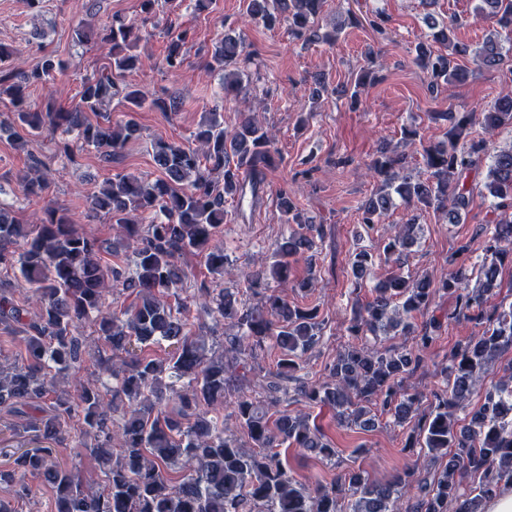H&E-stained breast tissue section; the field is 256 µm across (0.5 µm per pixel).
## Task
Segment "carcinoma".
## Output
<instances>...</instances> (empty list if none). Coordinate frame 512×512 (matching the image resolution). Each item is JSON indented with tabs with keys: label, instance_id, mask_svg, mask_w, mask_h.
<instances>
[{
	"label": "carcinoma",
	"instance_id": "cac0c4a2",
	"mask_svg": "<svg viewBox=\"0 0 512 512\" xmlns=\"http://www.w3.org/2000/svg\"><path fill=\"white\" fill-rule=\"evenodd\" d=\"M252 20L267 27L285 23L292 38L304 43H332L340 29L320 34L316 20L324 0H244ZM480 17L493 20L512 33V0H480ZM146 20L114 19L104 28L112 44L110 67L82 81L79 103L71 109H41L28 101V88L48 83L64 69L47 56L27 70L10 66L12 56L0 45V95L9 96L17 120L31 131L47 129L64 138L62 151L71 152L66 138L94 149L110 166L123 155L137 132L133 120L112 125L94 123L88 113L118 98L131 112L149 108L172 111L178 103L155 97L146 88L118 82V76L137 67L127 53L143 37ZM432 41L447 48L433 50L421 41L415 63L439 82L463 80L466 72L454 65L458 57L473 56L480 66L502 69L512 65V51L491 36L472 50L454 38L456 21L438 23L426 16ZM187 31L171 38L164 62L177 72L184 63L182 47ZM251 60L241 35L228 31L215 43L210 66L222 73L224 92H242ZM432 119L449 126L445 141L417 139L426 173L408 172V155L380 148L371 170L380 180L379 192L359 208V223L368 230L400 199L415 209L431 208L449 223H459L468 210L472 190L467 174L490 160L485 188L495 200L493 231L485 236L487 260L478 269L479 286L468 288L470 267L459 262L448 277L435 284L429 275L393 272L373 288L372 300L356 305L346 327L353 341L336 353L324 377L311 380L303 373V356L324 335L325 323L315 307L290 301L292 260L311 250L310 224L283 191L280 208L286 223L295 225L282 238L265 267L248 278L252 303L230 288H212L203 281L182 294L188 273L179 264L186 254L204 257L215 279L232 274L220 235L224 203L231 199L244 213L246 194L258 198L262 170L271 161L273 134L249 114L232 127L224 114L211 112L194 134V141H159L153 161L160 172L154 180L117 173L89 196L91 211L104 214L119 234L104 246L80 232L67 211L45 204L36 224H25L0 205V267L19 272L26 299L0 283V329L18 338L21 362L0 361V407L25 417L14 434L38 444L23 448L13 461L0 463V486L16 498L34 495L32 482L53 491L52 512H483L489 495L512 483V361L503 376L485 388L478 411L454 419L479 380L481 370L502 351L512 348V305L487 309L498 287L499 268L512 262V145L497 149L486 138H469L478 123L489 135L512 127V93L499 97L481 112L439 111ZM46 181L40 169L23 180L27 197H43ZM417 217L387 229L384 253L401 255L417 242ZM112 260L106 261L101 253ZM373 255L360 250L350 256L352 277L359 282L371 273ZM121 289L134 295L132 306L111 309L109 297ZM455 300L453 315L484 325L481 333L448 354L440 375L445 386L433 393L429 410L419 407L421 393L404 381L423 367L422 352L434 342L440 322L431 317L422 328L415 320L429 312L437 290ZM174 297V303L166 298ZM93 319L102 347L94 360V374L112 386L102 391L94 383L77 382L65 388L71 374L82 369L88 337L76 331ZM235 330L216 353L192 333L207 322ZM414 337L412 346H367L366 335ZM174 346L168 357L154 359L133 344ZM279 351L276 370L257 378L264 399L245 394L232 403L233 415L247 436L249 447L224 431V407L230 387V366L224 354L255 368L269 347ZM305 401L327 407L336 422L368 431L378 424L377 406L394 423L411 426L412 434L443 469L421 482L406 468L386 482L369 480L348 471L330 484L296 478L287 458L277 451L292 446L330 462L336 457L321 428L309 414L280 410L283 403ZM72 440L94 456L105 484L88 486L73 467L53 457V446ZM419 494L408 498L412 488Z\"/></svg>",
	"mask_w": 512,
	"mask_h": 512
}]
</instances>
